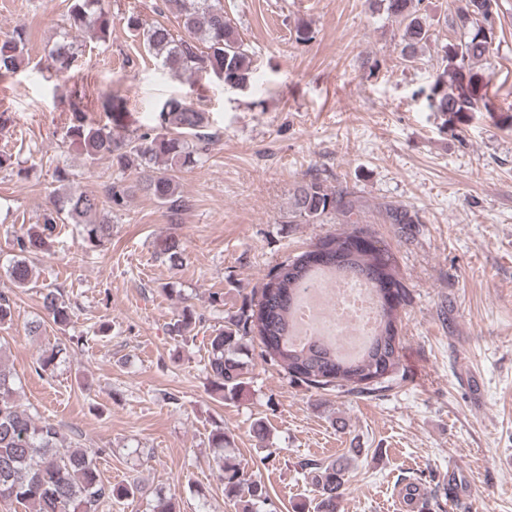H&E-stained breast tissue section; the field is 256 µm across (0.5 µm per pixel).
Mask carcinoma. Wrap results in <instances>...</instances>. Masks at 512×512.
Masks as SVG:
<instances>
[{
    "instance_id": "carcinoma-1",
    "label": "carcinoma",
    "mask_w": 512,
    "mask_h": 512,
    "mask_svg": "<svg viewBox=\"0 0 512 512\" xmlns=\"http://www.w3.org/2000/svg\"><path fill=\"white\" fill-rule=\"evenodd\" d=\"M386 12L405 24L400 43L403 62L420 60L431 34L420 13L422 0H381ZM460 5L448 14V28L455 34L441 58V74L428 96L429 106L448 115V124H462L474 112H497L487 95L490 73L484 62L493 52L495 23L501 11L500 0H458ZM165 7L179 19L184 34L158 24L143 27L139 15L125 18L127 29L143 37L148 52L161 65L190 76L224 71V83L246 87L252 71L248 46L224 16L222 0H165ZM69 28L98 43L112 34V21L105 0H69ZM28 34L22 27L0 32V75L14 72L25 59ZM72 44L63 43L50 50L56 70L71 67ZM72 119L65 139L77 146L87 162L106 159L123 175L140 171L136 187L152 198L175 221L188 208L179 190L177 173L194 167L208 150L212 137L203 132L208 125L204 110L191 102L171 99L157 110L156 126L142 133L129 132L118 124L115 113L125 106L118 96L106 100L105 111L113 122L99 124L87 116L82 95H69ZM197 142L191 149L187 137ZM125 190L110 183L104 196L83 191H68L54 196L52 208L38 224L21 229L13 236L16 254L7 273L18 288L35 284L31 254L45 252L56 224L69 222L83 226L84 240L101 244L112 236V220L104 203L121 202ZM359 206L354 193L346 188L330 190L312 179L298 185L292 195L291 217L307 224L336 213L347 228L327 235L311 249L277 265L262 284L257 299L250 302L238 318L225 322L224 329L209 337V379L212 389L225 400L243 391L248 362L243 359L244 340L255 334L263 346L262 356L280 366L288 379L314 389L329 387L352 394L383 392L396 380L402 342L399 336L398 309L404 305L407 288L399 278L394 254L356 218ZM388 223L419 224L418 215L404 207L384 206ZM324 274L348 275L369 282L376 299L378 329L356 358L340 355L336 348L320 341L292 344L293 315L301 292L318 282ZM42 307L52 322L67 326L73 317L71 304L58 289L41 293ZM15 302L0 291V324L14 318ZM200 316L191 305L183 307L171 326L176 336L192 331ZM69 354L58 344L36 362L35 371L52 374L60 355ZM104 448H84L68 442L56 424L41 419L18 403V389L11 367L0 358V503L16 502L30 506L32 512H94L97 505L126 498L137 485L114 486L104 482L97 459ZM224 493L244 500L243 512H257L256 505L268 502L266 487L252 479L238 464L213 457ZM320 496L321 512H336L346 491L348 464L340 457L331 462L306 463Z\"/></svg>"
}]
</instances>
